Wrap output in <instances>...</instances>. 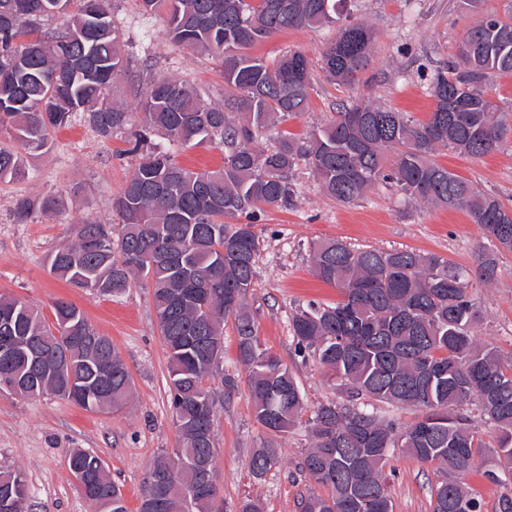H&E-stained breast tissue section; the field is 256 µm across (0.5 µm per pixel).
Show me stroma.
I'll return each mask as SVG.
<instances>
[{
    "instance_id": "35a3bbf8",
    "label": "stroma",
    "mask_w": 512,
    "mask_h": 512,
    "mask_svg": "<svg viewBox=\"0 0 512 512\" xmlns=\"http://www.w3.org/2000/svg\"><path fill=\"white\" fill-rule=\"evenodd\" d=\"M107 5L130 58L129 70L114 90L115 98L128 107L130 123L123 134L104 141L83 122L73 121L55 133L46 153L31 160L34 178L0 183V295L27 301L48 320L57 299L79 306L98 332L112 339L132 375L134 394L127 408L114 414L88 412L54 395L23 399L0 394V466L22 470L32 512H92L67 467V457L76 448L107 463L129 512H138L153 459L177 446L165 347L151 289L137 284L120 296L99 297L55 278L48 258L73 241L83 223L96 222L119 233L111 199L137 162L129 148L145 126L137 100L147 82L174 76L219 103L224 78L217 60L165 39L164 13L141 14L136 0H107ZM505 5L506 0H480L474 12L463 9L461 0H357L351 18L372 25L376 42L368 68L349 86L328 81L319 67L336 26L282 32L258 42L251 52L272 59L292 49L309 59V109L284 125L296 137H307L313 128L333 120L341 106L362 98L381 100L423 121L433 107L428 93L431 67L455 60L460 39L478 15L503 12ZM489 93L507 113L509 130L498 149L481 157L442 150L434 159L512 208V76L494 79ZM294 183L292 205L265 208L256 226L261 251L247 303L261 344L292 369L312 409L344 398L314 358L296 355L289 329L292 314L309 302L332 304L340 299L335 288L313 275L312 241L336 238L357 248L434 252L467 267L484 240L465 212L408 204L392 184H377L361 200L340 204L325 196L305 160L295 170ZM46 194L63 197V213L38 223H18L16 197ZM476 302L478 340L503 354L512 353V253L503 254L496 281L478 290ZM224 371L235 377L237 386L231 391L220 383L215 386L219 512H237L248 499L258 501L261 512H296L298 499L311 488L301 470L311 444L309 430L301 424L285 435L279 463L263 479L253 478L248 458L266 434L253 419L231 320L224 324ZM392 466L394 512H431V488L439 472L403 455L396 456Z\"/></svg>"
}]
</instances>
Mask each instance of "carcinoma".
I'll return each mask as SVG.
<instances>
[{"instance_id": "1", "label": "carcinoma", "mask_w": 512, "mask_h": 512, "mask_svg": "<svg viewBox=\"0 0 512 512\" xmlns=\"http://www.w3.org/2000/svg\"><path fill=\"white\" fill-rule=\"evenodd\" d=\"M347 0H140L146 13L166 12L169 40L221 63L224 103L202 97L181 79L163 76L139 99L149 128L191 147L218 139L224 164L191 169L153 145L112 198L121 235L103 224H83L77 238L50 256V273L73 288L118 296L134 284L153 289L157 326L167 357L169 396L178 448L158 455L151 474L188 477V493L141 502L140 512H216L218 472L212 380L235 387L219 372L224 321L234 319L237 360L248 377L253 418L271 438L253 451L248 468L260 479L278 462L274 438L300 421L305 401L282 359L259 341L247 310L261 250L255 224L263 207H287L291 174L309 161L325 195L338 203L360 199L380 182L393 183L409 202L462 210L482 231L469 267L432 252L352 248L336 240L310 245L313 274L341 300L310 304L289 322L295 348L314 357L345 388V402L319 404L309 419L311 446L301 470L327 489L298 502L299 512H393L385 468L395 454L435 465L443 473L431 494L432 512H483L464 475L476 455L492 448L495 469L512 475V355L474 337L479 312L473 291L498 276L502 252H512V210L479 195L465 178L438 164L440 148L480 157L492 152L506 123L486 89L512 75V0L504 15L469 27L458 59L430 77L434 107L418 122L381 102L363 99L302 142L279 126L305 111L312 75L308 59L288 50L269 61L250 54L263 38L290 29H315L340 20ZM375 33L364 22L338 29L322 54V71L349 85L370 64ZM124 36L102 0H0V182L29 177L28 159L48 150L55 132L79 117L102 140L129 124L125 104L112 97L127 70ZM277 132L270 149L258 140ZM392 152L391 167L385 165ZM55 195H21L22 224L60 213ZM238 223L230 224L228 220ZM161 249L165 259L146 266L139 255ZM0 344L22 348L0 357V380L16 378L23 398L45 394L74 400L94 412L117 411L133 395V379L107 336L75 304L58 300L54 322L28 303L0 296ZM110 368L101 392L76 398L92 372ZM419 412L403 423L381 405ZM491 424L494 444L473 418ZM209 458L203 475L196 458ZM101 458L77 448L69 470L84 472L85 498L95 512H128L121 489ZM26 484L21 470L0 467V497Z\"/></svg>"}]
</instances>
